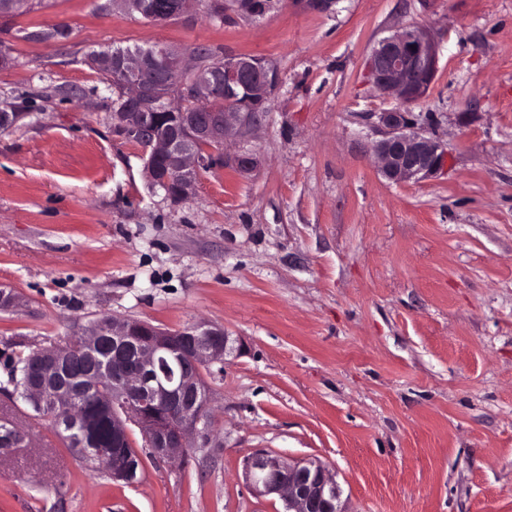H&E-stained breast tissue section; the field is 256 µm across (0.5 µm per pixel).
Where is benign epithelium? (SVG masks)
<instances>
[{
  "label": "benign epithelium",
  "instance_id": "obj_1",
  "mask_svg": "<svg viewBox=\"0 0 512 512\" xmlns=\"http://www.w3.org/2000/svg\"><path fill=\"white\" fill-rule=\"evenodd\" d=\"M196 2L177 0L156 21L165 23L185 16ZM269 6L270 0H240L236 10L256 16ZM438 60L435 34L410 27L376 43L369 69L379 91L412 102L425 94ZM93 63L111 70L123 92L120 111L112 113L114 129L139 132V148L147 156L151 184L181 200L196 194L202 171L224 161L226 141L262 125L266 105L280 83L274 66H260L251 58L226 57L205 65L195 60L190 65L195 77L179 88L177 97L206 100L219 89L230 94L243 88L252 93L254 111L226 112L205 121L187 118L178 133L165 135L158 131L154 113L147 111L148 97L168 99L170 95L158 84L145 91L142 76L167 65L184 66L182 55L169 47H160L152 54L103 52ZM377 119L381 136L372 150L388 182L419 180L445 165L447 151L436 137L419 127L413 113L393 108L377 113ZM173 173L177 175L175 183ZM77 342L81 350L86 345L95 346L112 359V450L86 443L87 463L111 470L116 481H127L131 471L122 466L118 449L129 444L130 424L141 430L147 447L160 458H176L207 440L208 392L202 370L224 362L229 336L223 329L195 324L181 331L177 339L150 323L107 317L91 324ZM60 375L61 360L56 351H35L25 377L30 400L41 405L68 402L70 393L58 383ZM150 403L162 405L164 411L151 414L146 410ZM245 477L255 495H278L285 503V512H346L334 476L313 461L291 462L257 451L246 461Z\"/></svg>",
  "mask_w": 512,
  "mask_h": 512
}]
</instances>
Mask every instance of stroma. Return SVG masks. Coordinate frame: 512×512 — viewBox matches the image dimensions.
Segmentation results:
<instances>
[{"label": "stroma", "instance_id": "1", "mask_svg": "<svg viewBox=\"0 0 512 512\" xmlns=\"http://www.w3.org/2000/svg\"><path fill=\"white\" fill-rule=\"evenodd\" d=\"M55 24L69 34L37 38ZM420 25L436 76L400 104L373 84V46ZM206 47L281 77L262 126L228 142L196 195L151 186L115 132L117 93L89 53ZM0 381L14 353L50 350L112 316L174 333L223 328L240 354L203 370L207 447L163 460L141 431L137 481L79 463L30 428L0 449V512H284L255 497L257 450L316 461L348 512H512V0H275L263 16L203 10L164 24L114 0H41L0 16ZM415 113L442 170L392 184L372 113Z\"/></svg>", "mask_w": 512, "mask_h": 512}]
</instances>
